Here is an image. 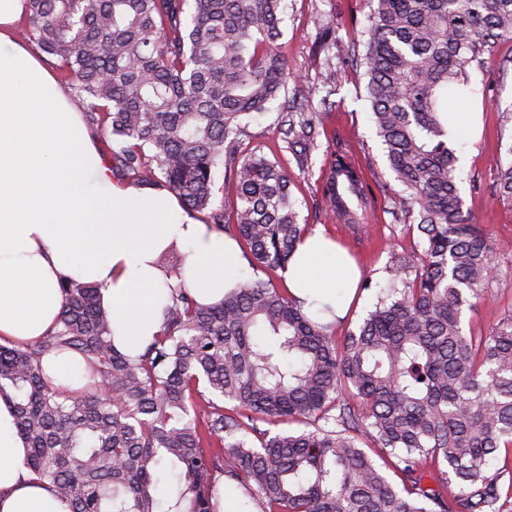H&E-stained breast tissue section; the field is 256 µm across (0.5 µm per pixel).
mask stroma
<instances>
[{
    "mask_svg": "<svg viewBox=\"0 0 512 512\" xmlns=\"http://www.w3.org/2000/svg\"><path fill=\"white\" fill-rule=\"evenodd\" d=\"M370 10V0H288L280 38L289 67L296 75L288 89H309L313 102L326 96L333 104L324 118L320 147L313 153L308 169L299 170L292 156L280 151L278 111L244 122L245 147L277 156L291 175L300 223L322 230L344 247L360 265L363 278L371 283L347 318L337 323L336 336L340 339L356 327L371 309L379 289L386 287L384 268L391 255L403 254L412 242L411 234L394 218L399 208V184L375 132L363 68L347 67L329 90L324 85V66L318 61V36L327 21H334L336 26L332 52L337 60H346L353 55ZM467 74L465 94L448 100L449 111L481 115L476 131H463L454 140L459 187L465 212L491 237L495 262L502 270L500 278L492 283L489 296L466 313L467 321L479 330L495 324L504 310L512 307V202L501 199L497 192L499 167L512 161V123L502 121L503 112L512 111V40L495 43L482 61L468 65ZM338 137L348 140L354 161L363 168L377 197L375 208L366 214L356 236L345 231L321 200L323 174L331 160L333 141Z\"/></svg>",
    "mask_w": 512,
    "mask_h": 512,
    "instance_id": "35a3bbf8",
    "label": "stroma"
}]
</instances>
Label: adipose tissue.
I'll list each match as a JSON object with an SVG mask.
<instances>
[{
    "instance_id": "1",
    "label": "adipose tissue",
    "mask_w": 512,
    "mask_h": 512,
    "mask_svg": "<svg viewBox=\"0 0 512 512\" xmlns=\"http://www.w3.org/2000/svg\"><path fill=\"white\" fill-rule=\"evenodd\" d=\"M22 0H0V343L51 332L64 279L99 285L115 345L139 355L161 329L171 289L215 303L241 281L237 243L210 229L169 191L112 179L64 87L14 38ZM187 255L181 277L156 266L169 247ZM360 270L336 243L307 234L284 271L317 319L344 317ZM25 442L0 398V512H69L22 465Z\"/></svg>"
}]
</instances>
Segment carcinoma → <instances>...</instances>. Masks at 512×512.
<instances>
[{
    "instance_id": "1",
    "label": "carcinoma",
    "mask_w": 512,
    "mask_h": 512,
    "mask_svg": "<svg viewBox=\"0 0 512 512\" xmlns=\"http://www.w3.org/2000/svg\"><path fill=\"white\" fill-rule=\"evenodd\" d=\"M363 31L376 135L422 241L391 256L389 286L336 347V323L288 289L249 279L203 305L172 291L162 328L131 358L112 341L96 284L66 281L52 333L0 343V396L23 466L70 512H219L221 481L255 512H512V310L467 332L464 308L498 275L463 210L448 87L512 39V0H372ZM287 0H25L19 34L87 107L113 180L172 192L244 245L256 270L288 265L308 233L288 171L241 147V120L272 105L300 169L324 133L276 45ZM235 187L213 204L215 174ZM512 201V162L499 168ZM323 201L352 231L373 192L335 140ZM232 223H227V220ZM172 247L156 264L179 277ZM82 355L88 382L51 385L41 359ZM301 424L300 430L269 429ZM378 450L373 458L364 444ZM181 486L156 497L160 461Z\"/></svg>"
}]
</instances>
